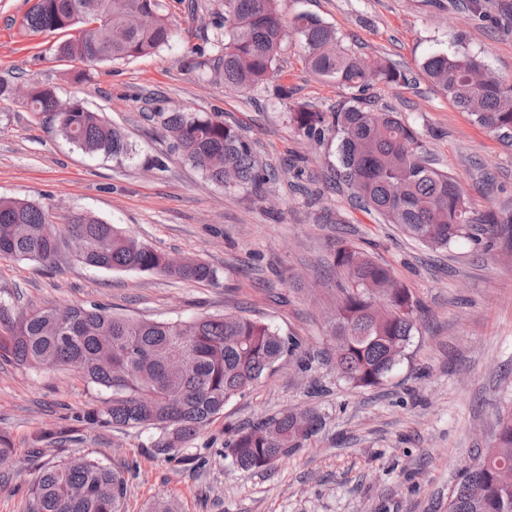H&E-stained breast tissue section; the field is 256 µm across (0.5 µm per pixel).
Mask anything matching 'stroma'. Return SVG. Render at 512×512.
Returning <instances> with one entry per match:
<instances>
[{
    "label": "stroma",
    "mask_w": 512,
    "mask_h": 512,
    "mask_svg": "<svg viewBox=\"0 0 512 512\" xmlns=\"http://www.w3.org/2000/svg\"><path fill=\"white\" fill-rule=\"evenodd\" d=\"M187 3L163 0L186 32L171 47L125 64L80 65L58 58L60 35L25 27L33 0H0V197L47 205L58 225L93 213L166 254L206 261L217 283L91 269L65 243L51 270L0 260V291L17 295L21 311L96 302L130 318L169 321L244 310L300 346L192 444L207 459L195 471L155 457L149 432L108 428L44 445L30 458L36 432L62 426L69 411L105 406L111 393L70 369L0 361V435L15 450L0 463V512H26L38 473L78 455L135 465L127 512H146L160 496L176 499L180 512H447L474 450L494 445L498 417L512 408V243L485 233L434 251L360 209L333 184L335 142L312 146L288 121L289 105L336 109L350 104L352 91L316 75L295 35L261 93L224 88L187 64L209 48L224 0H197L193 14ZM468 3L279 0L278 7L287 18H319L366 61L407 71L409 84L366 91L369 106L414 127L472 208L512 213V145L458 110L421 68L431 53L465 52L512 84V0H485L479 15ZM27 84L81 98L121 129L134 159L87 156L39 123L23 105ZM281 85L290 101L277 97ZM157 107L218 114L239 126L275 180L258 195L206 181L150 120ZM157 157L165 171L151 168ZM327 212L339 223H321ZM342 244L367 250L421 305L404 358L377 387H352L325 354L324 312L338 291L324 265ZM309 405L323 414V429L271 470L244 472L215 456L241 427Z\"/></svg>",
    "instance_id": "stroma-1"
}]
</instances>
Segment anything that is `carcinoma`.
I'll return each instance as SVG.
<instances>
[{"label": "carcinoma", "instance_id": "1", "mask_svg": "<svg viewBox=\"0 0 512 512\" xmlns=\"http://www.w3.org/2000/svg\"><path fill=\"white\" fill-rule=\"evenodd\" d=\"M278 2L224 0L223 32L209 51H196L190 66L215 72L228 89L254 93L264 89L289 33L299 34L313 72L358 96L332 112L297 104L289 107L288 119L316 146L337 140L340 176L364 208L432 250L448 248L478 224H497L512 241V214L472 209L457 179L428 162L414 128L394 112L363 105L359 94L370 86L399 84L406 74L356 56L335 29L313 15L285 19ZM25 25L34 33L78 30L59 44L58 52L82 63L127 62L169 46L176 37L162 0H35ZM422 70L461 111L497 137L512 140V84L467 53H433ZM25 104L89 156L133 153L123 133L77 97L63 102L51 90L35 87ZM154 116L172 147L206 180L237 190L257 189L270 180L238 128L196 112L160 108ZM64 231L78 260L95 269L198 283L217 279L210 264H173L168 255L89 212L72 214ZM58 249L48 207L0 198V260H34L50 267ZM329 266L341 294L327 320L336 371L355 388L378 386L400 364L393 348L409 345L418 304L356 246H340ZM297 346L272 326L238 314L132 319L93 302L67 307L61 319L54 308L18 313L14 300L0 297V360L30 369H72L112 392L107 406L75 411L67 425L46 430L43 437L75 442L91 426L148 429L153 454L184 466L199 463L186 445ZM177 352L184 354L188 368L172 372L168 359ZM323 421L315 407L286 410L237 431L217 454L244 472L268 469L317 435ZM505 462L512 465V409L499 419L495 445L475 451L474 463L448 498V512H512V485L497 476ZM127 471L86 456L63 460L44 470L30 488L26 510L126 512Z\"/></svg>", "mask_w": 512, "mask_h": 512}]
</instances>
